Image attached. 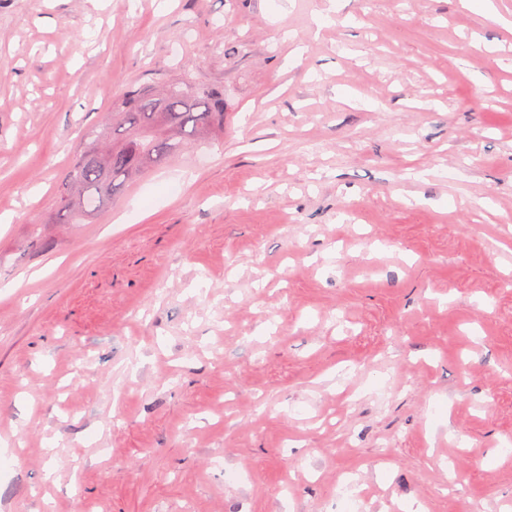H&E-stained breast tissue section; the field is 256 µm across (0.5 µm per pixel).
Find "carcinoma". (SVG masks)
Returning a JSON list of instances; mask_svg holds the SVG:
<instances>
[{"instance_id":"carcinoma-1","label":"carcinoma","mask_w":512,"mask_h":512,"mask_svg":"<svg viewBox=\"0 0 512 512\" xmlns=\"http://www.w3.org/2000/svg\"><path fill=\"white\" fill-rule=\"evenodd\" d=\"M115 121L84 130L57 194L55 219L81 224L117 186L145 176L152 167L177 158L194 140L205 145L224 130V94L174 80L162 94L138 88L116 104Z\"/></svg>"}]
</instances>
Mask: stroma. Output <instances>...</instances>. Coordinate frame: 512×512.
Listing matches in <instances>:
<instances>
[{"label": "stroma", "mask_w": 512, "mask_h": 512, "mask_svg": "<svg viewBox=\"0 0 512 512\" xmlns=\"http://www.w3.org/2000/svg\"><path fill=\"white\" fill-rule=\"evenodd\" d=\"M507 31L0 0V512H512ZM174 78L223 136L51 223L84 129Z\"/></svg>", "instance_id": "35a3bbf8"}]
</instances>
